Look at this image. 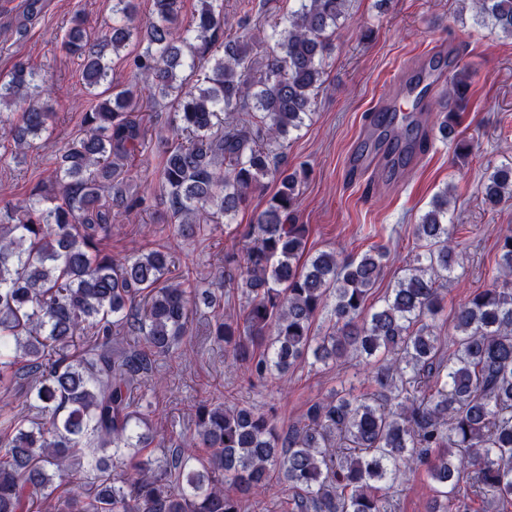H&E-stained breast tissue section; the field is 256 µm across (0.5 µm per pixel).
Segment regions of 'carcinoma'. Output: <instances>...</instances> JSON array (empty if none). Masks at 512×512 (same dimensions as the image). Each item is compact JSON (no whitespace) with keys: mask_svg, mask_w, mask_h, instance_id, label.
Returning a JSON list of instances; mask_svg holds the SVG:
<instances>
[{"mask_svg":"<svg viewBox=\"0 0 512 512\" xmlns=\"http://www.w3.org/2000/svg\"><path fill=\"white\" fill-rule=\"evenodd\" d=\"M182 0H153L138 19L135 0H112V22L97 37L81 12L62 48L80 60L90 104L81 132L55 157L51 177L28 199L0 207V394L22 388L43 424L0 406V512H34L38 497L56 512H249L284 483L288 512H395L392 489L425 469L428 512H507L512 507V229L497 241L499 276L453 310L442 335L444 286L463 265L448 190L414 225L422 243L383 303L368 308L386 252L356 259L321 251L304 258L306 226L292 223L297 172L285 142L312 117L330 37L349 0H297L250 77L240 41L216 47L224 0H197L187 25ZM476 22L512 38V0H472ZM144 44L130 80L113 82L111 56ZM446 92L464 109L472 85L454 64ZM171 99L168 125L188 144L152 141L136 114L137 92ZM49 80L20 61L0 77V135L18 153L53 132ZM448 112L441 138L470 152ZM391 169L425 152L424 127L393 131ZM160 158L156 196L184 238L223 232L264 180L277 191L249 224L230 232L216 287L184 288L168 278V252L114 257L112 221L149 210L152 196L132 188L128 162ZM483 204L512 199V163L493 168ZM245 299L243 322L216 320L209 336L243 367L251 389L299 362L370 367L368 386L313 401L285 428L274 410L220 402L195 406V436L168 439L154 454L147 382L158 360L187 340L196 302L220 305L226 291ZM326 315L328 325L314 333ZM97 472L94 487H72L74 473Z\"/></svg>","mask_w":512,"mask_h":512,"instance_id":"cac0c4a2","label":"carcinoma"}]
</instances>
